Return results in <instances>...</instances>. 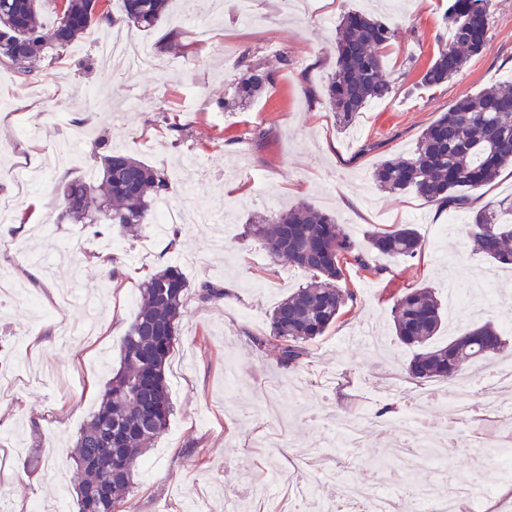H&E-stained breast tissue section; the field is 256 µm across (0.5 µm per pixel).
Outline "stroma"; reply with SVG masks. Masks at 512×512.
Wrapping results in <instances>:
<instances>
[{
    "label": "stroma",
    "instance_id": "1",
    "mask_svg": "<svg viewBox=\"0 0 512 512\" xmlns=\"http://www.w3.org/2000/svg\"><path fill=\"white\" fill-rule=\"evenodd\" d=\"M258 26L246 24L239 0H171L154 30L91 27L55 64L37 62L33 79L0 64V200H15L0 223V271L41 298L0 300V364L15 385L0 391V486L14 512L33 502L76 512L71 450L97 408L120 360V344L138 307V285L170 263L188 292L168 385L173 413L162 437L138 462L125 512H316L336 489L318 470L381 486L409 503L407 471L376 468L382 452L413 441L446 491L481 481L493 497L487 512H512V447L497 446L512 427V392L493 419L451 426L437 400L444 385L406 379L411 351L396 337L391 309L409 288L429 286L440 301L452 288L489 277L494 299L473 300L444 316L446 343L491 321L512 342V269L475 253L468 226L478 209L512 195V168L479 188L461 208L441 209L415 194L380 190L382 160L410 154L423 130L461 96L512 79V0H491V45L438 87L417 84L448 43V0H309L307 12L283 0H251ZM351 10L376 11L397 36L385 70L393 86L346 127L325 98L338 68L337 29ZM131 35L155 66L136 70L103 63L108 36ZM260 58L272 86L244 107L232 106L242 53ZM180 124L173 132L171 124ZM165 170L166 201L209 212V224H178L184 246L166 252L167 235L105 224H62L57 185L92 180L94 138ZM39 181L20 191L17 171ZM278 209L308 203L333 214L357 244L392 224L419 233V256L384 260L382 274L349 269L356 304L313 341L299 367L279 368L249 338L265 333L276 302L305 274L270 258L246 227ZM121 260L119 268L109 256ZM224 285L219 303L201 302L195 285ZM512 366V354L466 367L463 402ZM368 409L374 421L361 446L323 445L328 429ZM422 409V424L411 415Z\"/></svg>",
    "mask_w": 512,
    "mask_h": 512
}]
</instances>
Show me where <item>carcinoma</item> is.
<instances>
[{"label":"carcinoma","instance_id":"obj_1","mask_svg":"<svg viewBox=\"0 0 512 512\" xmlns=\"http://www.w3.org/2000/svg\"><path fill=\"white\" fill-rule=\"evenodd\" d=\"M108 0H66L59 21L46 25L42 0H0V61L28 79L40 58L54 59L90 27L130 23L142 31L164 19L169 0H121L115 18ZM451 41L420 80L423 87L448 82L467 61L490 48L489 0H448ZM395 29L360 12L346 13L339 25V69L328 85L329 105L348 123L370 103L391 93L382 75L385 50ZM238 66L234 104L245 106L273 83L271 73L245 54ZM100 159L96 181L73 179L61 185L60 219L73 223L102 218L120 229H139L149 222L170 182L164 171L129 154L114 151L108 138L94 142ZM512 166V82L466 95L421 134L414 153L383 160L372 172L378 186L395 194L413 193L451 207L464 204L467 191L495 181ZM247 231L264 241L273 258L285 257L303 270L305 285L281 299L270 314L269 332L253 336L260 352H272L284 368L299 365L309 344L336 324L354 304V291L342 287L346 271L356 266L370 275L382 268L370 255L414 258L421 251L416 229L401 224L366 233L359 250L342 225L313 205L291 207L250 224ZM474 250L493 263L512 264V197L472 217ZM190 284L177 265L151 274L139 288V305L120 346V364L101 394L97 411L74 442L78 512H124L126 494L135 487L137 462L164 433L173 414L166 369L177 341ZM224 287L198 284L204 302L224 298ZM393 329L413 353L406 373L423 383L458 380L470 361L495 357L508 349L503 333L485 322L443 346L434 339L443 327L441 303L432 288H409L392 309Z\"/></svg>","mask_w":512,"mask_h":512}]
</instances>
